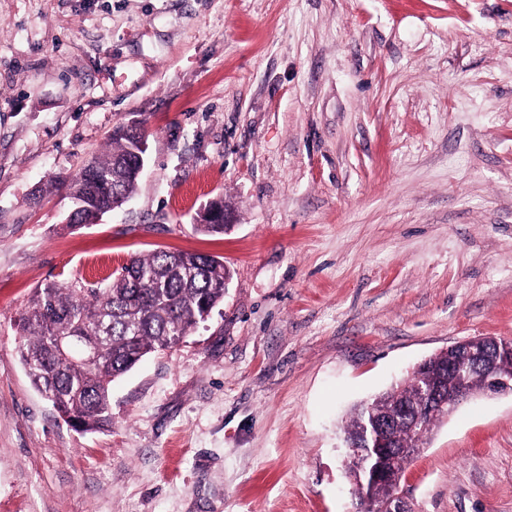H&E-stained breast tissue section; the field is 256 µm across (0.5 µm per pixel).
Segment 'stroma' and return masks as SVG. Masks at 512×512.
I'll use <instances>...</instances> for the list:
<instances>
[{
    "instance_id": "35a3bbf8",
    "label": "stroma",
    "mask_w": 512,
    "mask_h": 512,
    "mask_svg": "<svg viewBox=\"0 0 512 512\" xmlns=\"http://www.w3.org/2000/svg\"><path fill=\"white\" fill-rule=\"evenodd\" d=\"M134 125L130 200L66 224ZM175 249L223 257V302L75 431L20 361L34 289ZM476 336L512 339V0H0V512H351L349 409ZM401 488L512 512V394L443 418ZM222 220V213L218 199H212L207 206L199 209L197 217V229L206 235L224 234V225L230 224V213L224 207V223H218Z\"/></svg>"
}]
</instances>
